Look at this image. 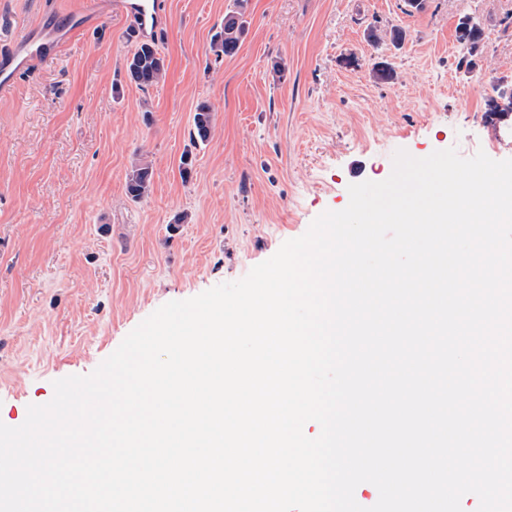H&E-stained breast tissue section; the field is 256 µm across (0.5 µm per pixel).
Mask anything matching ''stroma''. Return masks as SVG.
<instances>
[{
  "instance_id": "1",
  "label": "stroma",
  "mask_w": 512,
  "mask_h": 512,
  "mask_svg": "<svg viewBox=\"0 0 512 512\" xmlns=\"http://www.w3.org/2000/svg\"><path fill=\"white\" fill-rule=\"evenodd\" d=\"M153 39L164 82L139 88L137 46L112 0H0V40L97 14L58 54L0 90V422L21 425L56 380L92 373L145 318L245 277L348 187L381 182L406 150L512 159V129L487 98L512 86V0H248L235 55L214 35L235 0H164ZM472 16L478 52L456 26ZM400 28L392 45L385 34ZM381 35L370 42V32ZM387 63L393 82L373 76ZM209 140H190L198 103ZM190 154L189 175L180 159ZM152 191L132 200L139 161ZM457 34L462 50L469 55L477 52L482 37V30L477 22L468 16L461 18L457 26ZM152 185V170L150 164L139 162L126 175L125 189L132 200H141L150 193Z\"/></svg>"
}]
</instances>
